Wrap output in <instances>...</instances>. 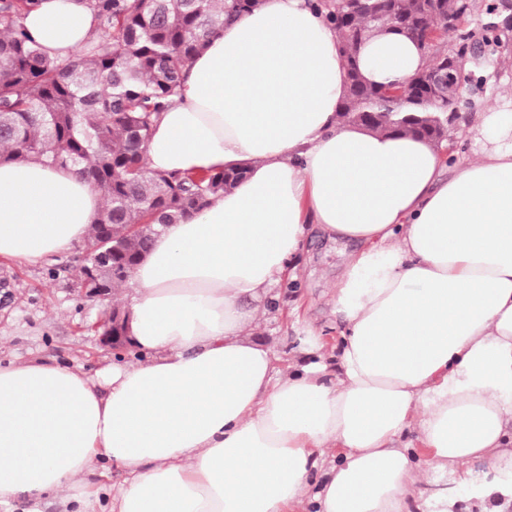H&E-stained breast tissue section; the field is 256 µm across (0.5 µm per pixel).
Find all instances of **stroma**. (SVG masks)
<instances>
[{"mask_svg": "<svg viewBox=\"0 0 512 512\" xmlns=\"http://www.w3.org/2000/svg\"><path fill=\"white\" fill-rule=\"evenodd\" d=\"M472 71L460 104L457 136L450 153L454 163L473 160L479 149L470 129L480 113L496 108L512 93V62L503 54L469 56ZM354 243L333 240L319 225L311 224L298 255L294 282L275 288L255 332L272 351L277 366L294 356L297 338L305 330L320 333L334 344L336 283L346 260L357 251ZM76 253L52 257L37 264L0 259V364L44 360L76 367L93 375L113 361L135 362L134 352H115L98 343L95 324L113 304L125 301L124 290L110 298L84 296L78 277Z\"/></svg>", "mask_w": 512, "mask_h": 512, "instance_id": "35a3bbf8", "label": "stroma"}]
</instances>
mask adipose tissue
<instances>
[{
    "label": "adipose tissue",
    "instance_id": "ef3b65f1",
    "mask_svg": "<svg viewBox=\"0 0 512 512\" xmlns=\"http://www.w3.org/2000/svg\"><path fill=\"white\" fill-rule=\"evenodd\" d=\"M22 24L66 59L98 21L86 0H39ZM339 43L316 0H263L190 63L149 166L246 176L133 271L142 362L0 366V503L67 490L75 512H410L435 472L477 496L512 479V97L450 174L427 142L339 117ZM359 59L375 85L427 64L393 32ZM101 207L74 171L0 164V257L68 253ZM310 224L360 249L336 286V355L308 332L280 368L252 331Z\"/></svg>",
    "mask_w": 512,
    "mask_h": 512
}]
</instances>
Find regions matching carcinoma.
I'll return each instance as SVG.
<instances>
[{
  "label": "carcinoma",
  "instance_id": "obj_1",
  "mask_svg": "<svg viewBox=\"0 0 512 512\" xmlns=\"http://www.w3.org/2000/svg\"><path fill=\"white\" fill-rule=\"evenodd\" d=\"M38 0H0V163L36 160L81 173L104 199L86 246L112 252L111 288L145 251L142 224H172L202 210L244 176L242 169L161 174L146 147L165 101L176 94L191 61L224 24L262 0H87L98 28L71 60L48 56L26 33L23 12ZM347 62L342 119L373 132L411 133L436 146L451 120L427 97L426 80L440 66L447 38L425 51L419 74L393 87L363 78L357 50L371 33L424 18L433 0H325ZM402 92L394 98L390 89Z\"/></svg>",
  "mask_w": 512,
  "mask_h": 512
}]
</instances>
